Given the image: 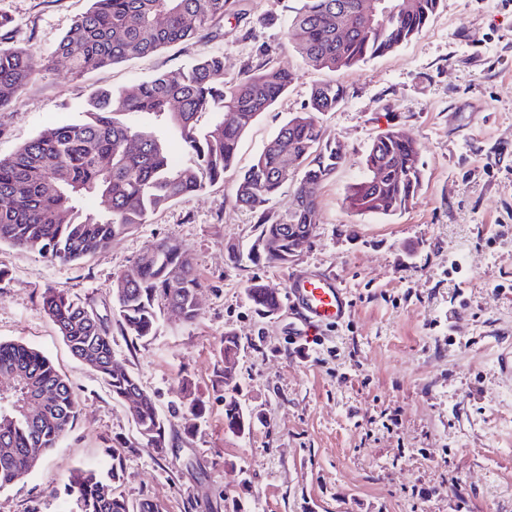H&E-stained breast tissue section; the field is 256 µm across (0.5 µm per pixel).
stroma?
I'll list each match as a JSON object with an SVG mask.
<instances>
[{
  "label": "stroma",
  "instance_id": "obj_1",
  "mask_svg": "<svg viewBox=\"0 0 512 512\" xmlns=\"http://www.w3.org/2000/svg\"><path fill=\"white\" fill-rule=\"evenodd\" d=\"M297 0H238L213 34L159 53L71 74L55 50L88 0H0L13 19L0 46L50 62L16 105L0 111V158L44 127L78 118L100 87L135 90L157 73L213 51L226 76L267 51L296 79L239 141L246 167L312 87L338 82L344 102L323 118L344 162L325 184L314 236L297 261L253 263L257 235L221 184L153 215L109 246L50 264L0 243V341L47 356L80 401L69 433L27 478L0 489V512H71V468L105 469L112 444L129 443L117 490L163 512H512V0H441L408 44L345 72L318 70L289 48ZM402 128L421 146L423 188L409 207L357 213L345 198L375 136ZM187 249L199 274L200 318L163 314L146 341L112 330L117 358L135 373L169 423L157 457L103 380L72 356L41 310L52 286L108 314L112 288L147 246ZM239 249L238 263L228 246ZM337 275L352 313L326 327L307 358L291 343L288 310L255 312L252 280L285 294L295 274ZM240 341L235 395L251 418L241 435L224 428L219 349ZM204 402L187 413L180 383ZM461 483L462 496L449 488Z\"/></svg>",
  "mask_w": 512,
  "mask_h": 512
}]
</instances>
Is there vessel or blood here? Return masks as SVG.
<instances>
[{
  "label": "vessel or blood",
  "mask_w": 512,
  "mask_h": 512,
  "mask_svg": "<svg viewBox=\"0 0 512 512\" xmlns=\"http://www.w3.org/2000/svg\"><path fill=\"white\" fill-rule=\"evenodd\" d=\"M288 299L297 319L294 339L301 347L323 327L345 322L352 311L349 292L335 277H296L288 285Z\"/></svg>",
  "instance_id": "1"
}]
</instances>
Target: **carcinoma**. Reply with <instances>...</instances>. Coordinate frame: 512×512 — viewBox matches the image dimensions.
Returning <instances> with one entry per match:
<instances>
[{"label":"carcinoma","instance_id":"cac0c4a2","mask_svg":"<svg viewBox=\"0 0 512 512\" xmlns=\"http://www.w3.org/2000/svg\"><path fill=\"white\" fill-rule=\"evenodd\" d=\"M288 23L287 38L309 65L346 71L387 54L416 37L435 14L440 0H407L392 16L377 15L373 25L350 36L338 32L343 18L362 12L367 0H299ZM236 0H90L60 40L56 53L79 74L147 56L194 38L224 21ZM261 62L239 75H224V54L213 52L184 67L142 82L130 95L97 89L83 118L52 125L0 158V242L37 253L48 262H74L106 247L173 203L224 182L235 167L242 134L288 92L295 73L265 52ZM44 67L24 49L0 46V109L15 104L33 75ZM336 84L312 88L308 105L291 116L239 174L235 202L250 211L258 233L254 258L281 265L301 239L310 240L317 224L319 191L342 164L336 145L325 139L321 120L344 101ZM235 112L227 125L224 113ZM213 116L207 126L203 115ZM138 139L136 152L126 143ZM282 139L292 147L285 155ZM417 141L390 128L372 142L363 160L365 176L346 196L356 212L392 215L408 207L423 186ZM300 172L288 211L271 203L287 182V168ZM200 279L192 258L159 240L148 246L132 270L117 279L112 312L122 333L148 340L158 326L161 307L193 325L199 316ZM271 290L259 281L247 288L256 311L274 314ZM42 310L71 353L89 362L123 400L134 391L132 421L141 439L158 456L167 454V423L153 397L112 349V320L56 288L42 293ZM239 338L224 334L220 361H236ZM0 489L31 474L70 431L79 402L68 381L38 350L0 341ZM50 398L38 417L28 420L21 408L34 390ZM239 401L224 397V425L236 433ZM121 449L112 448L107 471L77 467L68 476L80 512H161L150 499L130 502L117 492Z\"/></svg>","mask_w":512,"mask_h":512}]
</instances>
